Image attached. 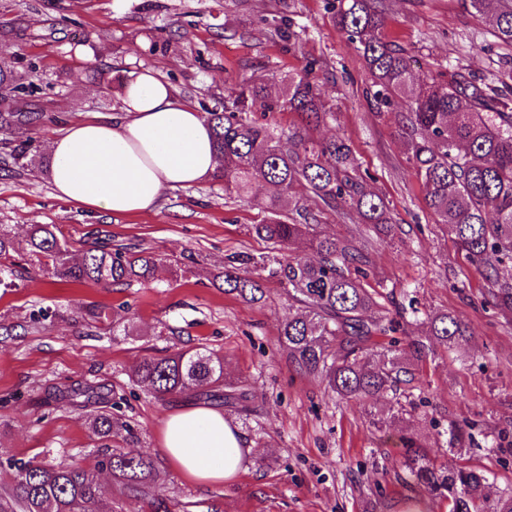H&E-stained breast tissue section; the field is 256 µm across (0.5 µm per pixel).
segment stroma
<instances>
[{
  "instance_id": "stroma-1",
  "label": "stroma",
  "mask_w": 512,
  "mask_h": 512,
  "mask_svg": "<svg viewBox=\"0 0 512 512\" xmlns=\"http://www.w3.org/2000/svg\"><path fill=\"white\" fill-rule=\"evenodd\" d=\"M381 8L387 40L417 61L416 81L459 71L489 83L512 56L458 0H382ZM0 55L39 88L23 109L67 124L116 112L119 84L142 68L201 111L231 104L246 82L266 83L275 96L283 78L310 75L329 113L312 136L350 140L367 189L384 198L395 224L386 237L339 206L321 210L311 236L367 251L363 285L381 311H401L406 335H426L428 316L443 312L472 332L416 366L399 390L402 411L388 418L386 403L341 400L289 364L279 345L288 295L278 279L255 305L214 285L227 253L278 254L247 232L264 217L267 186L243 202L208 179L166 191L151 213L119 216L57 198L40 166L9 165L0 170V224L17 241L37 223L61 225L85 245L105 231L162 264L154 281L103 288L54 283L22 258L17 287L0 292V461L91 464L90 411L58 393L93 384L120 398L137 433L132 450L157 462L155 494L188 512H409L424 492L403 466L401 438L441 462L455 425L469 436L459 462L486 474L484 493L512 490V323L485 303L486 281L426 206L398 134L401 109H377L366 97L369 74L328 0H0ZM39 309L51 316L32 323ZM186 344L223 355L227 380L252 395L250 415L224 410L251 449L230 484L190 481L165 458L160 428L179 401L156 399L128 378L143 354Z\"/></svg>"
}]
</instances>
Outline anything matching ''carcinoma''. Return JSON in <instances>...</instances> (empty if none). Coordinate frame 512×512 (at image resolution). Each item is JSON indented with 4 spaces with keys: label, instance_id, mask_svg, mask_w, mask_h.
Listing matches in <instances>:
<instances>
[{
    "label": "carcinoma",
    "instance_id": "carcinoma-1",
    "mask_svg": "<svg viewBox=\"0 0 512 512\" xmlns=\"http://www.w3.org/2000/svg\"><path fill=\"white\" fill-rule=\"evenodd\" d=\"M336 25L357 45L371 77L367 90L377 108L405 100L402 130L408 158L424 188L427 207L454 237L459 249L488 283L487 301L505 315L512 314V280L499 275V266L512 261V69L497 86H480L461 73L429 83L414 80L413 60L407 51L385 40L384 21L374 0H338ZM464 8L491 27L494 36L512 47V0H461ZM3 99L32 96L36 87L0 57ZM255 108L265 112L288 110L302 115L305 125L318 126L327 116L321 94L310 78L288 79L279 99H272L264 83L241 88L232 106L212 108L204 118L210 126L219 159L212 175L224 184V193L245 198L262 182L272 196L259 224L250 235L273 242L285 251L266 269L264 261L244 251L224 258L218 276L224 293L245 303L259 304L266 296L263 272L288 288V300L299 305L280 325V343L288 361L303 374L324 378L332 392L345 401L397 399L398 387L412 375V366L440 349L468 340V327L450 313L430 319L429 335L397 336L394 318L372 317L378 307L352 271H361L368 257L333 237L316 238V259L292 250L316 220L314 208H303V222L282 218L278 201L300 189L313 195L315 208L346 206L366 224L394 229L389 206L367 190L356 173L351 145L343 137L317 141L308 133L290 134L247 118ZM54 122L39 112L0 113V132L16 126ZM14 164L36 161L32 144L10 154ZM19 249L8 224H0V286L18 278L15 254ZM26 253L50 272L54 281L69 285L93 284L105 288L129 286L155 279L159 258L135 246L114 245L109 235L98 236L73 253L57 224H32ZM130 378L157 397L221 400L247 412L250 393L224 382V357L202 347H183L164 356L146 355L135 364ZM94 407L89 425L99 448L94 466H47L35 460L7 465L10 480L0 494V512H112L103 499L97 470L106 469L127 497L142 503L143 512H172L152 487L159 478L152 457L126 450L133 429L112 412L118 402L112 392L88 388L74 394ZM404 466L428 495L440 498L447 512H512V490L491 498L481 494L487 476L457 463L466 447L463 430L450 429L448 460L436 465L427 450L402 438Z\"/></svg>",
    "mask_w": 512,
    "mask_h": 512
}]
</instances>
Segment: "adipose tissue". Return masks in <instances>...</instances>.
<instances>
[{"label": "adipose tissue", "mask_w": 512, "mask_h": 512, "mask_svg": "<svg viewBox=\"0 0 512 512\" xmlns=\"http://www.w3.org/2000/svg\"><path fill=\"white\" fill-rule=\"evenodd\" d=\"M47 152L58 198L116 215L151 212L166 190L201 182L218 165L201 113L151 70L123 80L118 114L69 124ZM160 443L182 475L206 484L235 480L247 453L222 411L193 404L168 415Z\"/></svg>", "instance_id": "obj_1"}]
</instances>
